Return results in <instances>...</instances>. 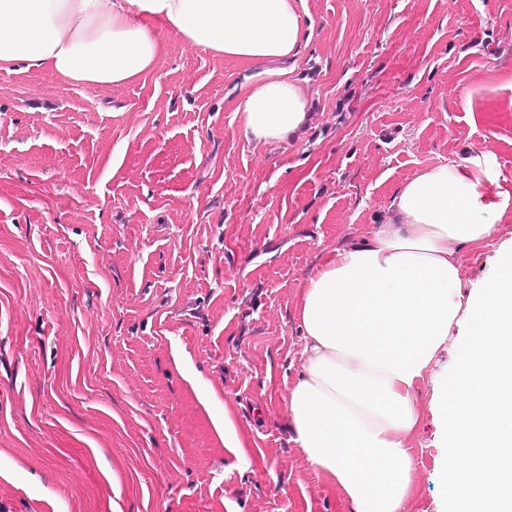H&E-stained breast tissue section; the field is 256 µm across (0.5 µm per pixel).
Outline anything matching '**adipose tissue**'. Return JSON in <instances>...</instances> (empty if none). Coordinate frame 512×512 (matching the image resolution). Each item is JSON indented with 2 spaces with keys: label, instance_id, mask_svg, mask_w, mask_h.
<instances>
[{
  "label": "adipose tissue",
  "instance_id": "ef3b65f1",
  "mask_svg": "<svg viewBox=\"0 0 512 512\" xmlns=\"http://www.w3.org/2000/svg\"><path fill=\"white\" fill-rule=\"evenodd\" d=\"M301 0H0V67L53 75L90 92L141 80L163 51L159 28L188 48L253 65L236 101L243 137L296 140L310 102L292 70L311 37ZM493 152L418 170L372 232L307 280L303 365L288 395L291 440L353 512H399L420 420L415 393L452 328L469 321L459 366L434 404L449 426L450 512H512V249L463 293L464 248L512 211Z\"/></svg>",
  "mask_w": 512,
  "mask_h": 512
}]
</instances>
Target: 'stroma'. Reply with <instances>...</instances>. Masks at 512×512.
Wrapping results in <instances>:
<instances>
[{
	"instance_id": "35a3bbf8",
	"label": "stroma",
	"mask_w": 512,
	"mask_h": 512,
	"mask_svg": "<svg viewBox=\"0 0 512 512\" xmlns=\"http://www.w3.org/2000/svg\"><path fill=\"white\" fill-rule=\"evenodd\" d=\"M303 6L313 118L282 144L241 135L237 63L169 32L119 88L0 70V512H352L291 441L306 280L422 167L485 149L512 184V0ZM510 241L512 213L463 284ZM469 334L416 394L400 512H446L431 401Z\"/></svg>"
}]
</instances>
